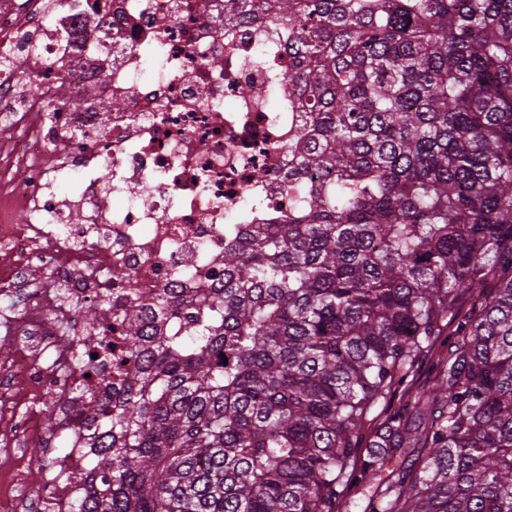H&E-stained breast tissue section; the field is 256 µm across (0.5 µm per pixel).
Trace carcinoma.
Here are the masks:
<instances>
[{
  "instance_id": "cac0c4a2",
  "label": "carcinoma",
  "mask_w": 512,
  "mask_h": 512,
  "mask_svg": "<svg viewBox=\"0 0 512 512\" xmlns=\"http://www.w3.org/2000/svg\"><path fill=\"white\" fill-rule=\"evenodd\" d=\"M247 19L288 31L292 206L228 230L222 282L79 307L121 333L78 359L112 373L75 509L512 512V0H224ZM446 336H442L440 340L436 342L434 355L425 359L422 364H419L418 367L415 368L413 383H414V393L417 391H422L423 389L431 386L433 384V379L435 377L436 371H432L430 368L431 362L436 361V356L438 352L443 353L447 347L442 346L441 341Z\"/></svg>"
}]
</instances>
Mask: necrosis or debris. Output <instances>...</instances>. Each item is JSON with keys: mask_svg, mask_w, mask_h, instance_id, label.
Here are the masks:
<instances>
[{"mask_svg": "<svg viewBox=\"0 0 512 512\" xmlns=\"http://www.w3.org/2000/svg\"><path fill=\"white\" fill-rule=\"evenodd\" d=\"M262 29L225 26L224 0H0V338L14 345L0 354V512H74L82 498L76 362L109 333L81 324L75 304L208 287L224 277L225 225L287 214L301 115L288 48ZM20 54L32 69L12 67ZM247 84L265 96H242ZM72 92L82 108L68 107ZM115 97L123 109L103 112ZM116 267L129 279L112 281ZM46 405L64 418L53 433ZM61 442L30 492L36 451Z\"/></svg>", "mask_w": 512, "mask_h": 512, "instance_id": "necrosis-or-debris-1", "label": "necrosis or debris"}]
</instances>
